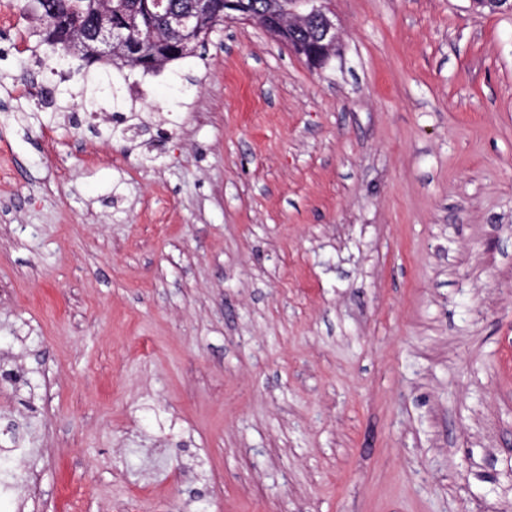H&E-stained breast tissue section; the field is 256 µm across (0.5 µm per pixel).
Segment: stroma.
<instances>
[{"mask_svg": "<svg viewBox=\"0 0 512 512\" xmlns=\"http://www.w3.org/2000/svg\"><path fill=\"white\" fill-rule=\"evenodd\" d=\"M27 5L0 0V512H512V12L328 0L320 70L224 21L113 71L133 145L88 132L112 112Z\"/></svg>", "mask_w": 512, "mask_h": 512, "instance_id": "obj_1", "label": "stroma"}]
</instances>
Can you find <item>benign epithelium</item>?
<instances>
[{
    "mask_svg": "<svg viewBox=\"0 0 512 512\" xmlns=\"http://www.w3.org/2000/svg\"><path fill=\"white\" fill-rule=\"evenodd\" d=\"M166 2L168 0H154L153 7L167 17L170 30L183 36L179 53L189 54L211 33V29L203 25L202 18L210 13L212 0H192L190 7L181 10L170 9ZM280 2L266 0L265 11L254 22L287 45L311 68L325 66L338 39L336 22L324 6L325 0H290L292 8L286 12L280 8ZM312 23L316 24V34L307 49H298L289 42V30L305 29ZM137 26L134 14L113 19L112 0H102L92 28L77 27V35L71 39L68 51L73 53L80 46L96 59L135 62L140 57V47L134 37Z\"/></svg>",
    "mask_w": 512,
    "mask_h": 512,
    "instance_id": "7a95c632",
    "label": "benign epithelium"
}]
</instances>
